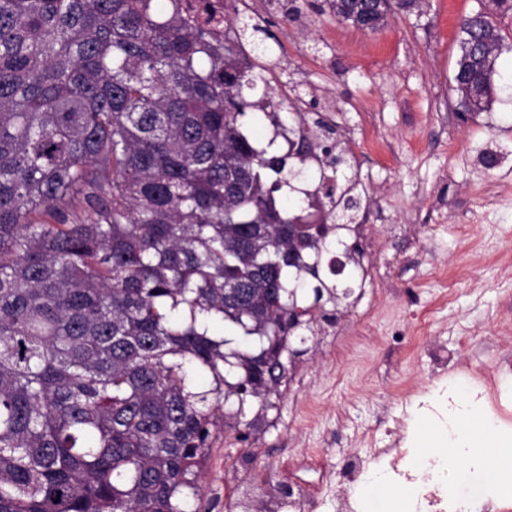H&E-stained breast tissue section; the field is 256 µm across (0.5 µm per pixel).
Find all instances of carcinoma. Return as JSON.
<instances>
[{
  "label": "carcinoma",
  "instance_id": "cac0c4a2",
  "mask_svg": "<svg viewBox=\"0 0 512 512\" xmlns=\"http://www.w3.org/2000/svg\"><path fill=\"white\" fill-rule=\"evenodd\" d=\"M324 4L374 33L421 0ZM237 23L190 0H0V512H185L228 422L278 393L288 310L341 304L363 270L337 127L317 170L311 138L289 166L244 132L248 108L305 120L247 100ZM460 33L454 90L479 114L512 95L505 35L482 6ZM331 157L305 227L275 193Z\"/></svg>",
  "mask_w": 512,
  "mask_h": 512
}]
</instances>
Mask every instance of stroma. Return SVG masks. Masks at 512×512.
Masks as SVG:
<instances>
[{"label": "stroma", "instance_id": "obj_1", "mask_svg": "<svg viewBox=\"0 0 512 512\" xmlns=\"http://www.w3.org/2000/svg\"><path fill=\"white\" fill-rule=\"evenodd\" d=\"M318 2L298 0L294 21L276 0H227L225 13L250 23L242 44L270 85L329 115L353 148L370 198L365 282L337 322L317 326L248 441L215 442L186 512H285L288 457L321 463L291 474L322 482L302 512H353V461L395 466L415 401L451 378L481 387L512 423V99L463 118L453 89L459 24L479 0H423L374 33Z\"/></svg>", "mask_w": 512, "mask_h": 512}]
</instances>
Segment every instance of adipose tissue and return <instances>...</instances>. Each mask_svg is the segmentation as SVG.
<instances>
[{
    "label": "adipose tissue",
    "instance_id": "ef3b65f1",
    "mask_svg": "<svg viewBox=\"0 0 512 512\" xmlns=\"http://www.w3.org/2000/svg\"><path fill=\"white\" fill-rule=\"evenodd\" d=\"M447 405L437 431H420L409 439L410 492L399 512H409L414 499L432 489L446 512H476L485 502L512 496V426L496 423L481 401L454 389ZM432 463L447 472V479L421 482V470Z\"/></svg>",
    "mask_w": 512,
    "mask_h": 512
}]
</instances>
